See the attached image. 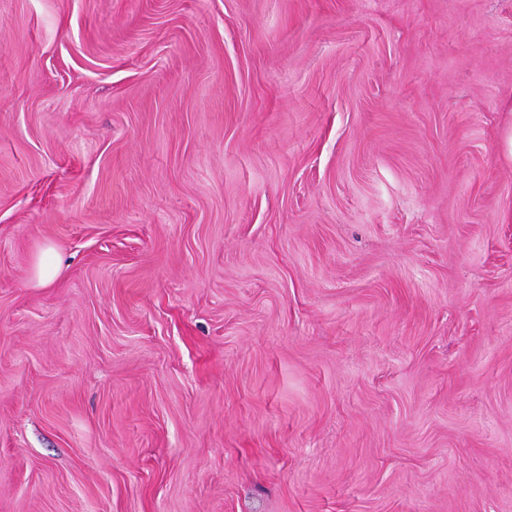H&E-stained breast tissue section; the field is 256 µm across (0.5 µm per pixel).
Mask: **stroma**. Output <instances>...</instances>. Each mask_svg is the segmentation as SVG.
Segmentation results:
<instances>
[{
  "mask_svg": "<svg viewBox=\"0 0 512 512\" xmlns=\"http://www.w3.org/2000/svg\"><path fill=\"white\" fill-rule=\"evenodd\" d=\"M511 130L512 0H0V512H512ZM48 254L53 255V259L51 261L46 260V256ZM61 271V263L60 260L53 248H49L46 250L43 255L39 258L35 270H34V279L40 286H48L52 284L57 277L59 276Z\"/></svg>",
  "mask_w": 512,
  "mask_h": 512,
  "instance_id": "1",
  "label": "stroma"
}]
</instances>
